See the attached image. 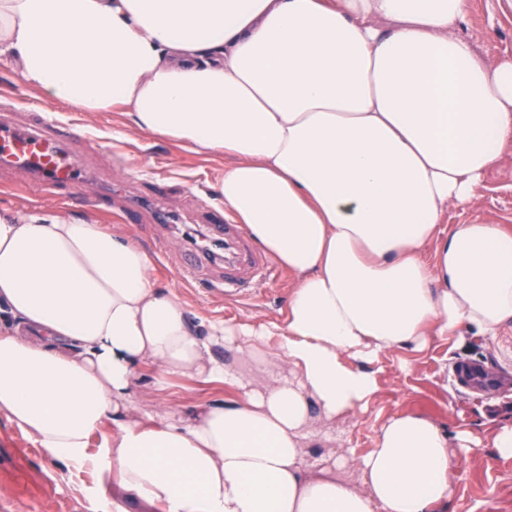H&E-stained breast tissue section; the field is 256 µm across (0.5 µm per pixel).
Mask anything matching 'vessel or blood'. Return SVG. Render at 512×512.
<instances>
[{
	"instance_id": "1",
	"label": "vessel or blood",
	"mask_w": 512,
	"mask_h": 512,
	"mask_svg": "<svg viewBox=\"0 0 512 512\" xmlns=\"http://www.w3.org/2000/svg\"><path fill=\"white\" fill-rule=\"evenodd\" d=\"M77 138L75 127L42 113L32 126L0 129V163L27 171L42 188L69 189L87 176L86 169L69 149L71 141ZM147 208L151 209L155 223L169 222L168 212L157 206L148 207L146 199L137 196H126L120 213L126 223L138 225ZM208 239L224 246V266L213 281L215 286L223 288L225 295L237 296L261 287L280 273L270 256L247 235L243 225L236 223L232 212L216 213L214 224L208 227ZM210 259V252L205 248L189 254L178 270L180 279L196 280Z\"/></svg>"
}]
</instances>
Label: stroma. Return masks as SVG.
Wrapping results in <instances>:
<instances>
[{
    "mask_svg": "<svg viewBox=\"0 0 512 512\" xmlns=\"http://www.w3.org/2000/svg\"><path fill=\"white\" fill-rule=\"evenodd\" d=\"M458 36L472 42L487 61L512 57V16H503L498 0H469ZM17 126L34 121L43 109H53L81 132L111 142L114 149L138 159L143 174L167 178L161 201L174 221L140 232L111 212L81 206L62 194L35 189L32 177L19 169L0 167V212L33 207H57L74 217H90L139 243L150 255L159 287L176 292L195 312L224 321L280 323L286 314L288 293L294 283L290 272L269 282L260 292L239 297L212 293L206 285H188L176 272L185 261V241L195 225L206 223L202 201L220 202L218 185L224 177V159L204 157L129 126L120 109L77 112L50 106L28 87L15 68L0 64V104ZM449 224L485 222L512 231V145L483 177L476 198L465 206L449 207ZM479 361L492 377L506 379L503 387H464L457 383L455 367ZM380 391L357 420L336 423V445L361 456L372 446L375 430L398 410L430 414L447 427L471 430L482 440L478 448L460 454L458 484L452 512H512V458L497 455L488 437L504 422L512 421V328L496 339L470 337L459 344L452 339L434 341L410 360L382 356ZM220 385H204L177 377L167 392L168 401L185 412L202 402L227 396ZM0 512H112L108 496L98 491L96 474L73 463L58 461L36 447L21 432L0 418Z\"/></svg>",
    "mask_w": 512,
    "mask_h": 512,
    "instance_id": "1",
    "label": "stroma"
}]
</instances>
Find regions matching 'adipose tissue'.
<instances>
[{
  "mask_svg": "<svg viewBox=\"0 0 512 512\" xmlns=\"http://www.w3.org/2000/svg\"><path fill=\"white\" fill-rule=\"evenodd\" d=\"M468 0H0V61L50 102L224 156L218 191L294 275L284 323L211 320L147 252L47 207L0 214V416L115 485L113 512H445L470 431L392 413L348 457L386 354L512 323V232L446 225L512 144V58ZM267 373L244 379L239 359ZM230 398L131 417L137 370ZM354 466L357 483L336 475ZM468 1L467 14L456 29L458 36L472 42L488 62L512 57V15H502L498 0Z\"/></svg>",
  "mask_w": 512,
  "mask_h": 512,
  "instance_id": "adipose-tissue-1",
  "label": "adipose tissue"
}]
</instances>
